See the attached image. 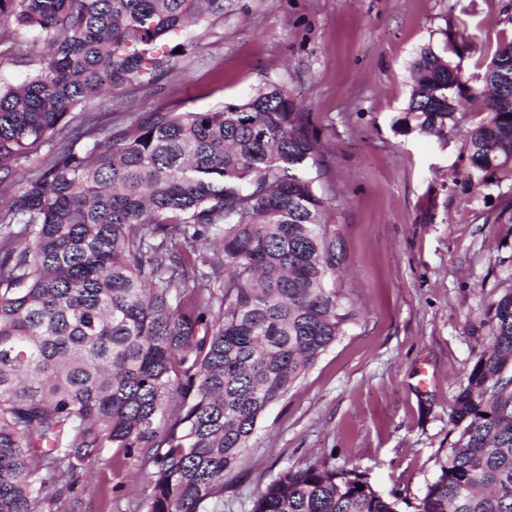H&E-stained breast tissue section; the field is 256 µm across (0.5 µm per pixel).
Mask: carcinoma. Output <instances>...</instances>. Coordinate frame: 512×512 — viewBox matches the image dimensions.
Instances as JSON below:
<instances>
[{
    "mask_svg": "<svg viewBox=\"0 0 512 512\" xmlns=\"http://www.w3.org/2000/svg\"><path fill=\"white\" fill-rule=\"evenodd\" d=\"M222 12L224 0H0V16L48 48L38 74L0 87V185L47 147L0 209V512H76L83 473L108 449L149 467L146 512H207L266 412L343 334L318 143L286 87L210 111L158 103L107 128L74 123L106 91L179 69L199 47L186 32ZM501 63L512 70V41L474 88L422 48L401 123L441 133L459 99L482 96L469 164L507 166ZM484 316L489 350L416 512H512V289ZM251 512L398 502L354 468L307 465L273 478Z\"/></svg>",
    "mask_w": 512,
    "mask_h": 512,
    "instance_id": "cac0c4a2",
    "label": "carcinoma"
}]
</instances>
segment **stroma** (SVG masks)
<instances>
[{
    "instance_id": "stroma-1",
    "label": "stroma",
    "mask_w": 512,
    "mask_h": 512,
    "mask_svg": "<svg viewBox=\"0 0 512 512\" xmlns=\"http://www.w3.org/2000/svg\"><path fill=\"white\" fill-rule=\"evenodd\" d=\"M196 52L155 84L74 109L99 125L142 108L207 111L275 82L288 88L319 144L317 190L341 241L337 285L352 318L265 415L215 512H251L280 472L357 468L386 498L423 496L457 438L451 416L490 343L484 309L512 287V167L477 171L469 132L482 100L463 102L441 135L400 125L411 64L424 46L481 85L512 41V0H225L195 29ZM36 34L0 17V86L41 67ZM81 512H144L143 463L105 451L86 475Z\"/></svg>"
}]
</instances>
